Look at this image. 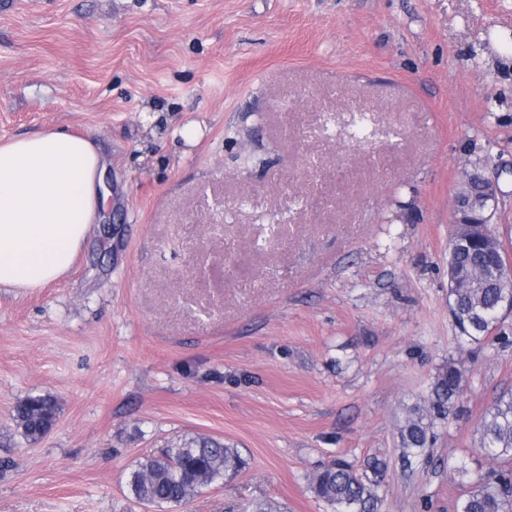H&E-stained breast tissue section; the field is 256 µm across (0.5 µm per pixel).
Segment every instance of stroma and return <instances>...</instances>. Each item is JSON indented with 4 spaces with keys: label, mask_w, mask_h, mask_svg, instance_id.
<instances>
[{
    "label": "stroma",
    "mask_w": 512,
    "mask_h": 512,
    "mask_svg": "<svg viewBox=\"0 0 512 512\" xmlns=\"http://www.w3.org/2000/svg\"><path fill=\"white\" fill-rule=\"evenodd\" d=\"M507 32L512 0H0V141L93 136L111 193L63 279L0 288V512H332L337 458L384 463L375 512H455L512 392V312L476 344L448 308L463 168L512 255ZM451 361L463 395L405 455ZM37 393L59 414L31 443ZM195 435L247 467L136 503L132 468ZM57 416L58 402L54 397L30 394L16 404L13 420L27 441L36 442L52 429Z\"/></svg>",
    "instance_id": "stroma-1"
}]
</instances>
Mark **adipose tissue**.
<instances>
[{
    "label": "adipose tissue",
    "mask_w": 512,
    "mask_h": 512,
    "mask_svg": "<svg viewBox=\"0 0 512 512\" xmlns=\"http://www.w3.org/2000/svg\"><path fill=\"white\" fill-rule=\"evenodd\" d=\"M99 147L63 129L0 144V288L66 275L108 195Z\"/></svg>",
    "instance_id": "1"
}]
</instances>
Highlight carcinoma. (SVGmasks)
<instances>
[{"label":"carcinoma","instance_id":"cac0c4a2","mask_svg":"<svg viewBox=\"0 0 512 512\" xmlns=\"http://www.w3.org/2000/svg\"><path fill=\"white\" fill-rule=\"evenodd\" d=\"M476 232L467 240L448 246V265L467 268L491 282L501 280L507 260L504 245L491 254L483 245L485 234ZM498 289H449L448 307L453 322L466 340L481 342L501 330ZM464 373L454 363L438 373L432 397L425 409H413L402 434L403 448L419 454L428 447L436 421L448 417L463 390ZM58 402L48 394H30L20 400L13 420L18 432L29 442L45 436L56 423ZM479 452L495 461L512 459V394L500 396L483 417L478 428ZM246 460L240 451L224 441L204 436L192 437L166 448L162 456L137 465L128 477L127 487L141 505H180L203 488L241 471ZM375 480L366 482L343 460H335L312 478V488L335 512H374L376 488L383 479V468L373 463ZM456 512H512V469L489 468L471 481L468 491L456 504Z\"/></svg>","mask_w":512,"mask_h":512}]
</instances>
